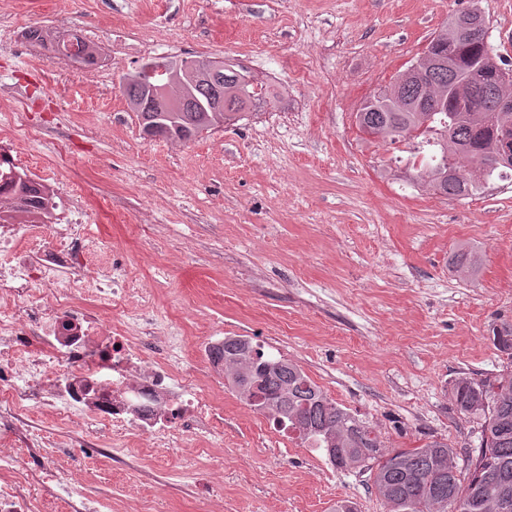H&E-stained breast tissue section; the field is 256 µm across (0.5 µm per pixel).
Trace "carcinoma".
Returning <instances> with one entry per match:
<instances>
[{
  "mask_svg": "<svg viewBox=\"0 0 512 512\" xmlns=\"http://www.w3.org/2000/svg\"><path fill=\"white\" fill-rule=\"evenodd\" d=\"M426 49L433 56L448 58V34L444 29L430 36ZM459 63L439 67L426 61L421 70L402 82V100L394 102L389 90L381 89L367 99L356 113V125L367 142L381 140L407 147V156L390 159L388 168L416 172L434 194L448 199L467 197L484 183L473 179L476 165L486 170V180L512 178V164L497 160V138L486 124L512 122L509 112H448L437 108L435 97L448 90L461 73V64L474 58L512 63L495 52L488 40H462L456 47ZM169 82L156 74L129 91V97L152 96V88ZM224 111H210L213 94L197 95L195 111L182 112V95L159 100L157 112H140L142 129L153 128L164 139L184 143L197 135L241 119L247 105L269 93L252 84L224 77ZM481 259L477 252L463 249L457 259L459 272L474 276ZM248 346L258 367L257 390L246 403L263 413L278 429L310 448L325 449V434L336 430V457L351 467L370 472L372 485L389 512H489L486 505L499 499L503 488L512 491V323L494 328L493 345L506 357L499 373L479 380L458 378L451 401L476 424L480 446L460 468L448 444L430 440L418 448L396 449L385 445L381 433L350 410L338 405L297 364L268 355L251 339L226 336L209 349L211 360L224 366V377L232 388L242 384L231 371L233 356Z\"/></svg>",
  "mask_w": 512,
  "mask_h": 512,
  "instance_id": "cac0c4a2",
  "label": "carcinoma"
}]
</instances>
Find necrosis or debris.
I'll return each instance as SVG.
<instances>
[{
	"instance_id": "4bbe7bcc",
	"label": "necrosis or debris",
	"mask_w": 512,
	"mask_h": 512,
	"mask_svg": "<svg viewBox=\"0 0 512 512\" xmlns=\"http://www.w3.org/2000/svg\"><path fill=\"white\" fill-rule=\"evenodd\" d=\"M30 135L25 125L1 135L0 202L14 195L11 175ZM93 218L84 197H54L51 242L27 214L0 218V512H48L43 491L68 488L69 472L44 462L54 442L31 409L61 420L111 427L113 436L142 435L151 448L177 435L208 432L220 423L210 395L183 393L186 373L144 357L127 323L74 305L61 281L82 272V286L99 308L120 310L128 290L110 264L91 263L85 226Z\"/></svg>"
}]
</instances>
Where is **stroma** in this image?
<instances>
[{
	"label": "stroma",
	"mask_w": 512,
	"mask_h": 512,
	"mask_svg": "<svg viewBox=\"0 0 512 512\" xmlns=\"http://www.w3.org/2000/svg\"><path fill=\"white\" fill-rule=\"evenodd\" d=\"M474 6L512 60V0H24L21 27H89L104 53L122 31L146 41L96 93L81 67L0 50V80L25 92L0 127L35 130L28 160L97 205L88 232L112 241L129 308L154 319L134 343L162 361L161 335L177 337L181 368L222 415L151 450L101 427L87 453L70 445L76 424L40 414L61 444L56 466L73 474L67 498L108 512H333L341 500L388 512L368 474L279 435L225 387L210 337L250 336L299 364L389 447H476L450 395L458 378L503 366L492 330L512 322V178L435 195L390 173L396 148L364 142L355 119L449 15ZM165 55L234 61L277 98L185 144L143 138L122 77ZM102 126L111 139L95 136ZM60 144L76 166L56 163ZM463 246L482 256L470 279L454 264Z\"/></svg>",
	"instance_id": "35a3bbf8"
}]
</instances>
